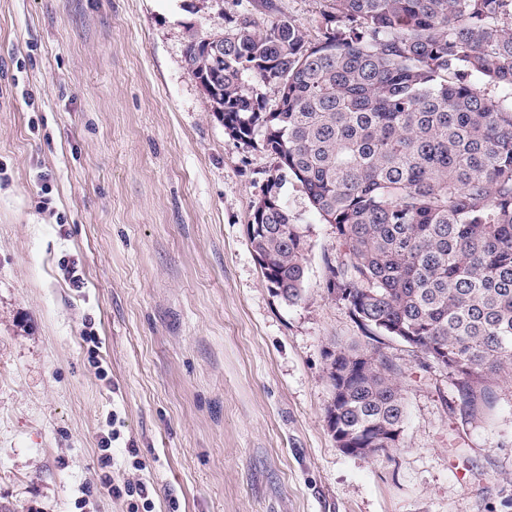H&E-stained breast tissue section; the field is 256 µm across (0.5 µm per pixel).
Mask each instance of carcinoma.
Returning a JSON list of instances; mask_svg holds the SVG:
<instances>
[{
  "instance_id": "carcinoma-1",
  "label": "carcinoma",
  "mask_w": 512,
  "mask_h": 512,
  "mask_svg": "<svg viewBox=\"0 0 512 512\" xmlns=\"http://www.w3.org/2000/svg\"><path fill=\"white\" fill-rule=\"evenodd\" d=\"M325 31L305 40L260 0L228 22L224 66L206 70L224 130L260 142L333 224L349 262L327 289L370 343L326 354V418L344 448H396L402 371L380 348L397 340L455 376L468 420L512 376V0H325ZM499 89L482 93L467 78ZM278 85L266 112L251 85ZM248 224L263 277L295 304L306 240L279 192Z\"/></svg>"
}]
</instances>
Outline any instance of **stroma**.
<instances>
[{
    "mask_svg": "<svg viewBox=\"0 0 512 512\" xmlns=\"http://www.w3.org/2000/svg\"><path fill=\"white\" fill-rule=\"evenodd\" d=\"M276 3L320 39L324 0ZM255 10L0 0V507L512 512V378L477 427L445 370L387 340L400 445L337 448L326 353L364 337L326 288L336 228L283 184L308 244L304 297L284 302L247 232L276 161L225 132L185 62Z\"/></svg>",
    "mask_w": 512,
    "mask_h": 512,
    "instance_id": "stroma-1",
    "label": "stroma"
}]
</instances>
